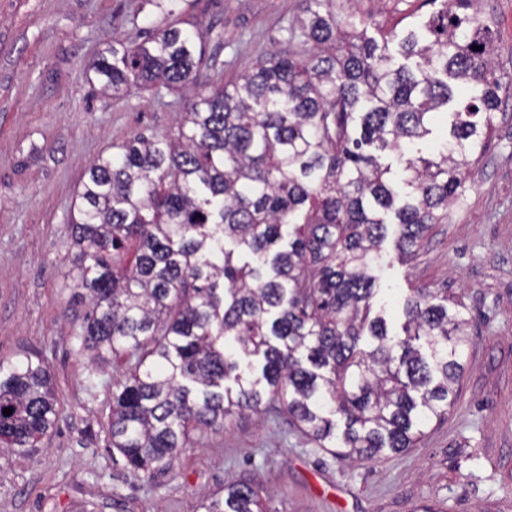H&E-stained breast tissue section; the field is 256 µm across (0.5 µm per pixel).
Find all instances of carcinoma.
Here are the masks:
<instances>
[{
    "mask_svg": "<svg viewBox=\"0 0 512 512\" xmlns=\"http://www.w3.org/2000/svg\"><path fill=\"white\" fill-rule=\"evenodd\" d=\"M398 36L336 0H302L288 51L203 82L197 34L117 41L94 72L119 97L193 90L176 131L99 155L71 216L79 351L123 358L109 434L127 465L173 467L191 432L282 408L321 448L370 462L445 418L470 343L467 307L412 288L402 333L374 312L387 225L404 257L464 194L500 93L479 0ZM12 409L4 415L3 409ZM42 360L0 361V442L55 424ZM202 512H267L233 482Z\"/></svg>",
    "mask_w": 512,
    "mask_h": 512,
    "instance_id": "obj_1",
    "label": "carcinoma"
}]
</instances>
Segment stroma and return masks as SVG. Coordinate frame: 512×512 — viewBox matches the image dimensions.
<instances>
[{
  "mask_svg": "<svg viewBox=\"0 0 512 512\" xmlns=\"http://www.w3.org/2000/svg\"><path fill=\"white\" fill-rule=\"evenodd\" d=\"M392 27L428 19L430 0H337ZM494 18V64L512 75V0H482ZM301 0H0V359L40 358L58 400L53 429L23 450L0 442V512H201L225 484L268 492L269 512H512V98L495 114L466 190L414 247L380 273L378 304L400 319L409 289L444 288L470 312L457 401L412 448L364 463L316 447L269 410L194 432L173 468L126 466L110 444L112 384L124 364L97 366L74 339L87 305L75 296L71 215L101 152L174 129L179 97L94 91L90 64L113 41L139 42L178 23L200 37L204 77L249 71L288 48ZM97 376L89 386L88 373Z\"/></svg>",
  "mask_w": 512,
  "mask_h": 512,
  "instance_id": "obj_1",
  "label": "stroma"
}]
</instances>
